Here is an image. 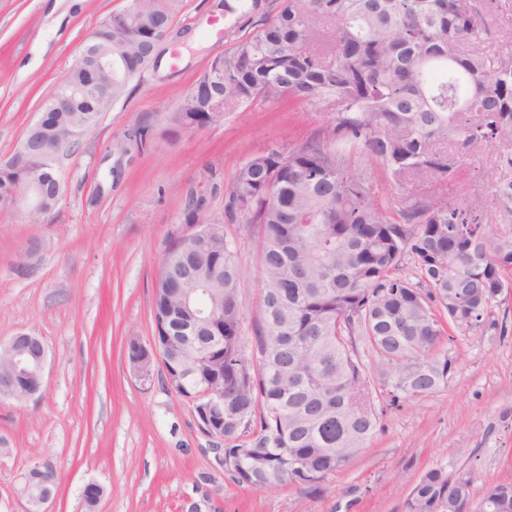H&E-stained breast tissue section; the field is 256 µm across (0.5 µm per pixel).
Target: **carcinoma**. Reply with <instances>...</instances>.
Masks as SVG:
<instances>
[{
    "mask_svg": "<svg viewBox=\"0 0 512 512\" xmlns=\"http://www.w3.org/2000/svg\"><path fill=\"white\" fill-rule=\"evenodd\" d=\"M183 0H128L94 37L115 55L112 99L72 112L42 107L46 135L93 130L130 80L141 75ZM476 0H279L276 13L214 58L219 102L198 79L170 120L182 129L218 124L255 102L328 104L334 121L300 146L249 157L224 191V220L255 239L260 297L251 319L240 298L237 251L224 225L199 219L204 239L170 240L156 269L152 310L161 338L172 333L170 364L194 374L190 391L224 396V437L258 429L254 447L224 448L220 464L255 489L315 491L371 442L378 424L371 379L358 353L367 344L386 367L392 404L448 385L457 359L437 352L485 325L512 291V235L481 221L478 202L456 206L429 194L378 199L370 167L402 189L422 175L453 182L475 149L512 145V44L494 54ZM91 81L72 69L61 91ZM453 137L464 149L451 155ZM48 186L58 168L41 156L0 164V193ZM500 213L512 220V180L497 184ZM416 280L398 275L408 257ZM203 288L218 312L210 353L186 309ZM469 472L427 469L405 512H512V483H488L471 501Z\"/></svg>",
    "mask_w": 512,
    "mask_h": 512,
    "instance_id": "1",
    "label": "carcinoma"
}]
</instances>
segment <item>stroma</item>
Masks as SVG:
<instances>
[{"label":"stroma","instance_id":"obj_1","mask_svg":"<svg viewBox=\"0 0 512 512\" xmlns=\"http://www.w3.org/2000/svg\"><path fill=\"white\" fill-rule=\"evenodd\" d=\"M125 0H0V158L39 116L46 93L65 79L98 26ZM224 0H184L181 39L163 41L162 64L146 67L96 128L64 160L61 194L41 223L0 212V340L42 338L45 389L33 400H0V512H26L19 476L37 465L56 480L51 512H87L86 484L103 487L98 512H403L426 469L468 466L472 499L487 481L512 482V294L493 305L490 326L458 339L448 385L387 406L368 448L319 491L253 489L215 461L220 440L204 434L193 407L170 391L162 366L141 383L127 341L152 335L156 264L185 229L188 197L224 218V191L250 156L298 146L331 124L326 106L255 103L222 123L169 135L170 114L209 59L272 15L274 0L224 16ZM148 133L137 146L134 131ZM125 143L118 152L117 143ZM495 149L474 152L450 184L425 185L450 201L480 202L484 223L502 221ZM242 274L245 314L260 274L244 225L225 224ZM27 266L19 256L32 241Z\"/></svg>","mask_w":512,"mask_h":512}]
</instances>
